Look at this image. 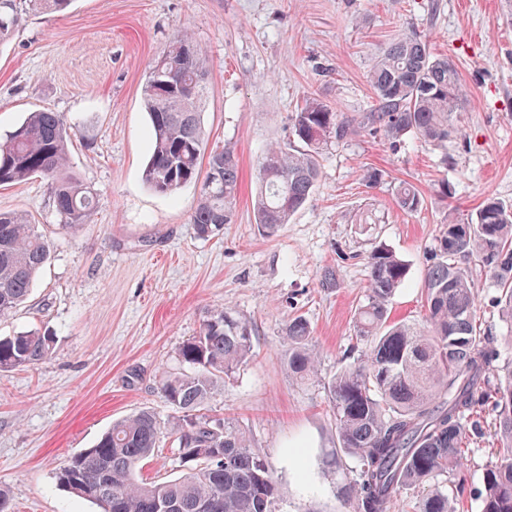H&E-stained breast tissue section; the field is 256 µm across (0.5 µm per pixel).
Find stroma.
I'll list each match as a JSON object with an SVG mask.
<instances>
[{
  "label": "stroma",
  "mask_w": 512,
  "mask_h": 512,
  "mask_svg": "<svg viewBox=\"0 0 512 512\" xmlns=\"http://www.w3.org/2000/svg\"><path fill=\"white\" fill-rule=\"evenodd\" d=\"M180 30L202 47L211 73L208 144L234 149L240 165L234 221L209 240L189 222L197 186L169 197L142 177L150 153L143 83ZM411 32L452 58L467 94L445 146L409 137L396 147L364 130L329 140L305 206L275 235L262 233L253 214L257 162L289 139L292 112L308 97L341 117L370 111L373 62ZM37 110L76 125L72 170L98 206L71 234L58 227L43 177L0 187V212H26L53 241L28 301L0 318V336L47 328L56 337L42 363L0 370V487L8 491L0 512H99L59 485L58 468L113 420L144 409L172 418L160 384L188 372L179 347L225 307L251 323L253 354L205 414L232 419L267 460L277 512H348L356 461L335 452L326 384L350 347L368 254L385 247L405 262L390 315L421 326V287L442 225L488 197L512 205V0H73L61 13L22 9L0 45V134ZM373 169L383 175L376 185L365 181ZM402 182L424 198L416 212L396 204ZM475 295L483 329L512 363V322L492 280L477 279ZM298 315L318 359L319 378L307 384L288 368L284 332ZM491 459L487 440L471 443L455 476L458 512H480Z\"/></svg>",
  "instance_id": "obj_1"
}]
</instances>
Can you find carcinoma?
I'll list each match as a JSON object with an SVG mask.
<instances>
[{
    "label": "carcinoma",
    "mask_w": 512,
    "mask_h": 512,
    "mask_svg": "<svg viewBox=\"0 0 512 512\" xmlns=\"http://www.w3.org/2000/svg\"><path fill=\"white\" fill-rule=\"evenodd\" d=\"M72 0H27L37 13L62 12ZM17 22L13 0L0 6V44ZM376 104L356 118H338L316 98L291 117L295 149L269 147L258 163L254 220L275 234L301 209L320 174V151L358 126L397 142L413 136L423 143L448 141L466 101L457 68L435 56L417 36L392 43L368 74ZM209 80L204 52L188 31L172 38L148 72L143 100L151 130V153L143 170L156 193L174 195L188 184L199 194L189 223L201 239L233 223L239 190V161L229 148L205 153L201 107ZM75 130L62 112H31L0 135V187L34 176L48 181L60 229L75 232L89 223L95 197L70 171L68 145ZM398 206L413 212L420 192L403 182ZM53 243L22 213H0V318L31 294ZM365 301L354 314L352 349L359 352L327 382L336 418L338 450L357 462L347 487L353 512H389L403 487H419L417 512H456L448 479L463 464L465 445L484 437L482 412L495 413L492 437L498 454L487 469L481 512H512V363L497 364L493 338L477 327L474 273L498 286L502 316L512 322V207L490 197L468 222L443 225L421 291L426 325L388 320V305L406 267L389 249L367 257ZM289 364L301 380L318 377L308 347L310 329L301 317L285 328ZM49 332L0 337V369L33 366L53 350ZM252 353V327L224 308L207 316L197 335L179 347L192 367L164 380L160 390L178 412L182 475L144 481L141 463L154 455L164 422L142 410L116 420L96 443L67 459L58 483L101 508V512H275L276 487L268 462L250 450L244 432L230 419L211 420L204 405Z\"/></svg>",
    "instance_id": "obj_1"
}]
</instances>
